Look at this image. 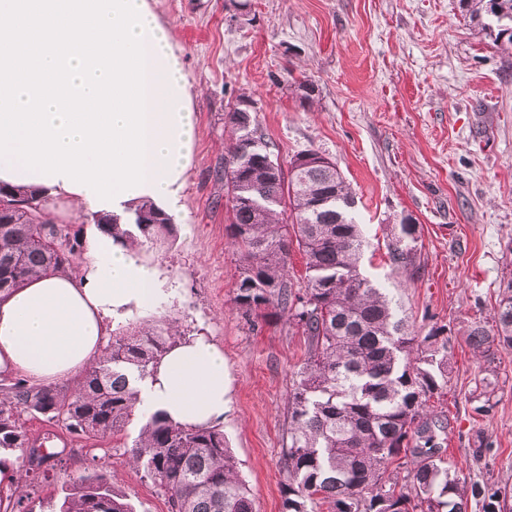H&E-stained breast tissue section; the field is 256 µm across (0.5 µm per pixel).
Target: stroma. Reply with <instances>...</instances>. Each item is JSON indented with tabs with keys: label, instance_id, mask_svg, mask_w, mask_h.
<instances>
[{
	"label": "stroma",
	"instance_id": "35a3bbf8",
	"mask_svg": "<svg viewBox=\"0 0 512 512\" xmlns=\"http://www.w3.org/2000/svg\"><path fill=\"white\" fill-rule=\"evenodd\" d=\"M196 91L197 142L170 246L149 251L176 289L130 326L169 319L184 339L224 351L231 405L219 427L258 512H281L291 374L304 355L285 320L251 329L236 310L237 270L226 227L224 114L248 96L281 163L314 149L356 193L369 242L362 271L389 288L419 333L443 326L452 372L441 399L448 459L464 475L512 488V350L497 354L489 416L476 413L486 374L466 342L512 278V53L471 22L458 0H154ZM315 87L303 102L296 80ZM418 224L419 278L393 270L386 245L403 216ZM120 446L74 442L68 472L90 457L111 470L135 512H168L162 492ZM494 451L477 459L476 434Z\"/></svg>",
	"mask_w": 512,
	"mask_h": 512
}]
</instances>
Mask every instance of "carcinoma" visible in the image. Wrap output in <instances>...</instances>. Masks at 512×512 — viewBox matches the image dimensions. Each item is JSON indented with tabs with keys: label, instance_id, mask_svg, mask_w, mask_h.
Returning a JSON list of instances; mask_svg holds the SVG:
<instances>
[{
	"label": "carcinoma",
	"instance_id": "obj_1",
	"mask_svg": "<svg viewBox=\"0 0 512 512\" xmlns=\"http://www.w3.org/2000/svg\"><path fill=\"white\" fill-rule=\"evenodd\" d=\"M483 30L497 28L495 41L512 46V0H459ZM493 18L495 25L482 21ZM230 135L225 152L236 195H224L229 238L238 256L233 303L250 327L285 317L302 332L304 362L288 392L283 447L281 512H509L508 491L478 480L453 478L445 457L448 420L430 406L448 383L450 355L443 327L423 336L410 330L397 303L360 272L366 244L347 201L346 178L312 160L292 175L273 170L269 145L256 115L224 113ZM49 200L34 189L0 185V297L41 275L68 273L81 258L80 232H62L49 218ZM90 221L115 243L152 250L172 236V218L152 204L130 216L92 213ZM418 228L400 225L387 245L389 262L409 279L417 264ZM303 259L304 285H297L293 252ZM181 335L167 327H136L112 336L98 360L73 388L0 383V453L36 447L23 461L25 474L47 472L62 462L67 443L45 454L53 438L32 439L21 421L38 414L71 438L101 446L120 436L138 417L135 382L177 345ZM466 341L475 356L492 363L512 349V280L499 293L492 324L476 322ZM129 462L167 496L169 512H256L224 432L215 426L185 427L160 411L141 422L127 451ZM414 459L403 477L390 471L400 456ZM0 488V512H34L35 488L11 481ZM41 512H134L112 475L98 469L97 456L70 475L62 496L39 502Z\"/></svg>",
	"mask_w": 512,
	"mask_h": 512
}]
</instances>
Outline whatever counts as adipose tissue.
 I'll use <instances>...</instances> for the list:
<instances>
[{"label": "adipose tissue", "mask_w": 512, "mask_h": 512, "mask_svg": "<svg viewBox=\"0 0 512 512\" xmlns=\"http://www.w3.org/2000/svg\"><path fill=\"white\" fill-rule=\"evenodd\" d=\"M145 34L149 63L145 165L148 180L139 195L122 201L126 211L142 203L166 212L180 208L197 140L193 87L184 70L170 27L147 9ZM80 274L32 279L0 299V373L22 374L36 384L74 379L101 354L114 326L134 313L155 309L169 292L159 268L110 237L86 239ZM224 352L199 335L173 346L143 385L138 406L163 409L185 426L210 425L227 406Z\"/></svg>", "instance_id": "1"}]
</instances>
